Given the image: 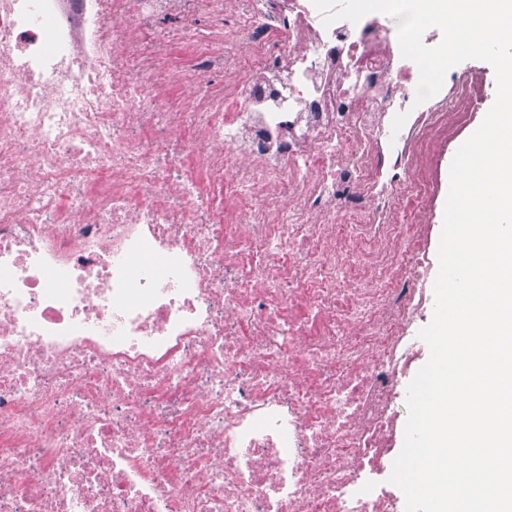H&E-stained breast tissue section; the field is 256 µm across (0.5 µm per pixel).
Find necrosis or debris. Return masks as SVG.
Wrapping results in <instances>:
<instances>
[{
    "instance_id": "4bbe7bcc",
    "label": "necrosis or debris",
    "mask_w": 512,
    "mask_h": 512,
    "mask_svg": "<svg viewBox=\"0 0 512 512\" xmlns=\"http://www.w3.org/2000/svg\"><path fill=\"white\" fill-rule=\"evenodd\" d=\"M261 2L0 0V512H403L398 212L478 76Z\"/></svg>"
}]
</instances>
